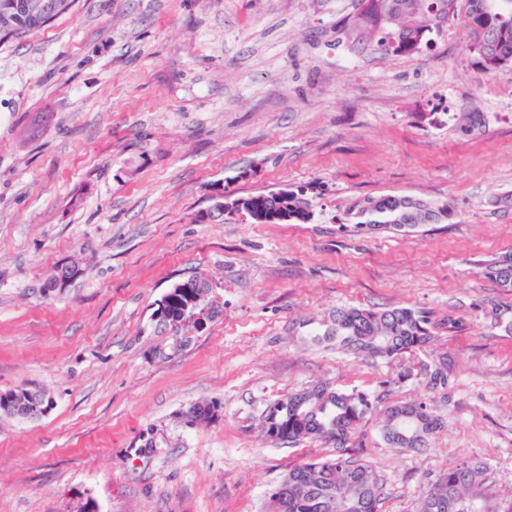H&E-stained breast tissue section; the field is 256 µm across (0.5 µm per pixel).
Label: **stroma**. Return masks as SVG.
<instances>
[{"label":"stroma","instance_id":"35a3bbf8","mask_svg":"<svg viewBox=\"0 0 512 512\" xmlns=\"http://www.w3.org/2000/svg\"><path fill=\"white\" fill-rule=\"evenodd\" d=\"M357 0H74L0 44V392L51 397L0 415V512H266L294 466L335 456L274 446L267 406L320 382L379 408L445 418L426 448L390 446L378 412L347 451L382 484L381 512H414L462 459L512 504V289L482 261L512 252V70L467 48L465 0L403 55L351 49ZM483 113L468 134L452 118ZM308 187L307 224L199 215L217 191ZM445 201L407 235L343 230L368 198ZM83 276L44 294L55 265ZM211 280L215 315L175 331L172 286ZM411 307L433 338L389 360L312 339L336 308ZM499 309L505 323L493 327ZM445 359L449 385L429 388ZM213 401L220 415L188 425Z\"/></svg>","mask_w":512,"mask_h":512}]
</instances>
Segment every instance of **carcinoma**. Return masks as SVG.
Wrapping results in <instances>:
<instances>
[{"label": "carcinoma", "instance_id": "cac0c4a2", "mask_svg": "<svg viewBox=\"0 0 512 512\" xmlns=\"http://www.w3.org/2000/svg\"><path fill=\"white\" fill-rule=\"evenodd\" d=\"M451 0H360L359 10L342 22L341 31L353 47H373L382 52L413 53L431 45L429 35L449 17ZM468 50L487 72L512 69V0H466ZM11 16L14 30L0 33V42L20 39L45 23L34 20L24 9V0H0V14ZM457 127L472 132L484 127L479 112L464 111ZM282 200L267 195L255 201L247 215L253 224H278L276 213ZM288 215L293 223L311 220L310 201L303 195L288 196ZM455 216L446 202H431L406 196L368 198L355 213L353 228L371 230L397 224L420 227L441 224ZM484 274L503 288H512V254L482 262ZM336 341L345 353L368 359H390L429 343V320L408 307L384 310L340 307L320 332ZM427 385H448L446 363L426 370ZM213 402L195 403L184 412L187 422L207 424L213 419ZM376 408L361 391L343 392L327 384L288 395L271 403L263 419V437L272 445H293L304 439H320L341 450L356 427ZM444 425L433 408L423 402L392 404L383 411L385 440L397 447L420 449L427 438ZM492 480L487 468L461 460L438 478L415 512H493L489 507ZM381 485L367 464L342 453L333 458L298 465L289 470L268 493L267 512H380Z\"/></svg>", "mask_w": 512, "mask_h": 512}]
</instances>
